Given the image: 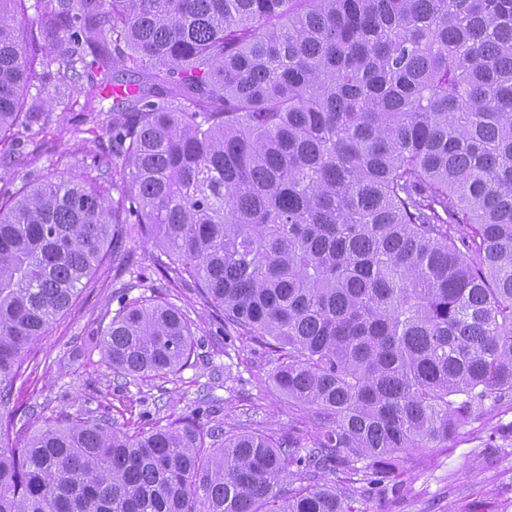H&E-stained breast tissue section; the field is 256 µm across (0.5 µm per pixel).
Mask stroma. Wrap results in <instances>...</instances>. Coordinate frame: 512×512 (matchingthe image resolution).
I'll return each mask as SVG.
<instances>
[{"instance_id": "stroma-1", "label": "stroma", "mask_w": 512, "mask_h": 512, "mask_svg": "<svg viewBox=\"0 0 512 512\" xmlns=\"http://www.w3.org/2000/svg\"><path fill=\"white\" fill-rule=\"evenodd\" d=\"M46 93L60 99L54 111L25 123L20 143L0 144V194L46 177H84L92 157L110 150L105 114L83 115L79 87L48 81ZM161 253L149 238L104 248L87 284L59 315L32 352L36 370L13 383L12 400L29 411V429L60 412L89 409L111 416L125 430L150 428L157 414L202 408L211 421L249 420L287 432L293 408L287 397L256 373L264 363L254 344L224 336L222 324L192 286H174L159 272ZM154 296L170 302L192 322L195 364L164 379L117 386L98 349L86 348L100 321L123 299ZM406 495H373L360 512H512V395L486 402V413L460 430L447 447L411 449L404 454Z\"/></svg>"}]
</instances>
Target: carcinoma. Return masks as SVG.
I'll list each match as a JSON object with an SVG mask.
<instances>
[{"label": "carcinoma", "instance_id": "1", "mask_svg": "<svg viewBox=\"0 0 512 512\" xmlns=\"http://www.w3.org/2000/svg\"><path fill=\"white\" fill-rule=\"evenodd\" d=\"M0 0V141L51 67L113 86L112 153L0 201V512H355L401 453L446 448L512 392V0ZM117 196L110 197V191ZM263 349L276 436L199 413L129 433L12 386L112 234ZM173 304L93 337L122 380L192 366Z\"/></svg>", "mask_w": 512, "mask_h": 512}]
</instances>
